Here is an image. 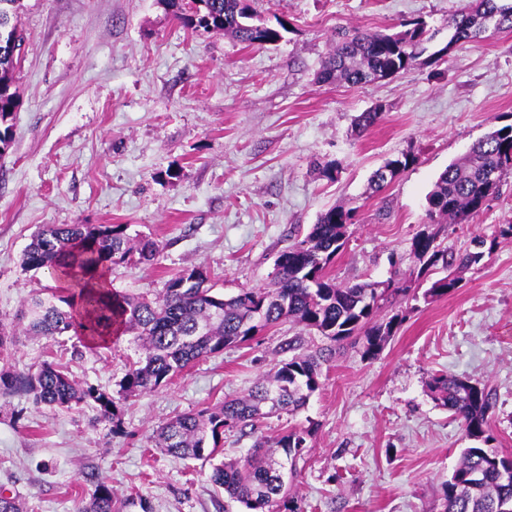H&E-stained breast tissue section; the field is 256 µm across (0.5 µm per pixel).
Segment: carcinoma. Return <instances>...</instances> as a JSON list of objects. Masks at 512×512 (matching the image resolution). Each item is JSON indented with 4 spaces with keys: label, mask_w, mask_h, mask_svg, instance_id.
<instances>
[{
    "label": "carcinoma",
    "mask_w": 512,
    "mask_h": 512,
    "mask_svg": "<svg viewBox=\"0 0 512 512\" xmlns=\"http://www.w3.org/2000/svg\"><path fill=\"white\" fill-rule=\"evenodd\" d=\"M180 23L195 32L224 33L246 46H263L281 40V31L261 22L253 0H162ZM21 0H0V28L19 31ZM494 21L491 34L512 31V0H473L468 8L448 17V44L438 52L448 56L465 43L486 37L482 21ZM426 25L395 33L368 32L353 27L336 38L317 75L323 84L343 82L366 85L395 77L411 69L424 52ZM20 54L0 47V153L12 140V116L19 104L14 72ZM383 112L375 107L356 120L358 132L376 126ZM412 163L391 159L389 180L373 175L371 188L379 192ZM512 174V124L495 128L475 143L467 156L443 171L428 195L425 224H468L497 196L500 183L488 180ZM355 212L342 206L321 213L303 239L277 256L271 282L263 288L240 291L226 299L209 285L207 271L185 268L171 276L154 297L132 295L112 287L110 274L117 265L153 263L161 244L139 233L130 235L126 224H45L25 247L22 267L48 272L65 288L28 303L19 320L24 331L47 341L75 336L92 345L122 333L133 336L136 359L128 363L116 394L83 385L72 376L68 363L44 362L35 373L0 370V395L24 394L36 404L76 410L94 406L104 419L117 417L118 405L144 391L167 385L196 360L256 338L264 330L288 320L304 330H315L329 345L315 354L298 352L301 337L285 341L278 361L243 397L219 406L184 413L161 425L155 446L182 460L211 463V483L240 503L244 512H279L290 492L285 465L295 470L307 448L309 430L291 428L258 439L242 461L218 459L224 432L255 428L268 414L296 413L322 387L321 361L335 346L351 337L362 339L363 355L374 358L399 324L398 316L379 318L382 303L411 290L407 282L392 277L388 287L378 282L341 284L329 268L347 242V229ZM439 231L424 230L411 242V254L424 269L455 265L471 269L493 250L497 239L512 235V224L487 238H473L476 250L448 258L437 243ZM461 278L448 274L434 280L427 296H443L460 287ZM433 400L462 420L465 436L477 445L462 450L460 460L442 488V512H512V456L489 446L494 437L489 422L496 401L479 381L434 374L428 381ZM80 512H116L112 487L97 485Z\"/></svg>",
    "instance_id": "obj_1"
}]
</instances>
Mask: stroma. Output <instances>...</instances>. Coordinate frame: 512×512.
<instances>
[{"mask_svg": "<svg viewBox=\"0 0 512 512\" xmlns=\"http://www.w3.org/2000/svg\"><path fill=\"white\" fill-rule=\"evenodd\" d=\"M469 3L256 0L282 38L248 47L187 31L161 0H24L20 105L0 153V319L13 321L57 285L21 266L45 224H126L157 240V262L112 269L114 288L132 294L155 295L191 266L228 297L266 286L277 255L333 206L356 211L329 270L337 282H381L395 266L417 274L411 242L439 174L490 129L512 124V33L462 45L445 63L430 57L448 41L449 15ZM416 18L433 39L413 69L366 86L317 82L336 31L396 32ZM376 106L381 121L352 135L355 117ZM404 156L409 167L371 193L372 173ZM505 224L512 175L473 223L439 241L454 256ZM462 277L452 294L385 305L384 315L403 321L377 358L344 341L303 410L264 419L253 435L225 433L224 458L243 459L257 435L293 423L312 436L290 478L292 512H439L470 442L432 399L430 376L485 382L496 395L493 445L512 454V237ZM296 335L306 352L325 343L316 331L274 326L123 403L115 422L89 406L0 399V488L25 512H80L100 483L120 512H141L144 501L152 512H241L214 494L209 464L155 448L153 433L176 414L246 394ZM50 351L17 333L6 366L36 370ZM133 356L124 336L65 358L80 383L113 393Z\"/></svg>", "mask_w": 512, "mask_h": 512, "instance_id": "35a3bbf8", "label": "stroma"}]
</instances>
